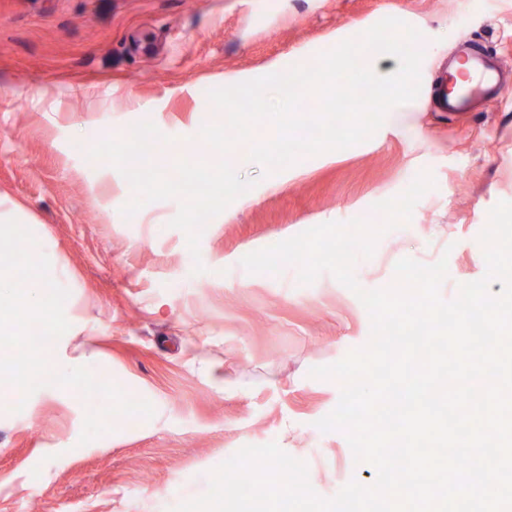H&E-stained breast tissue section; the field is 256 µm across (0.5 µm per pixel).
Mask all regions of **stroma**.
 I'll list each match as a JSON object with an SVG mask.
<instances>
[{
    "label": "stroma",
    "mask_w": 512,
    "mask_h": 512,
    "mask_svg": "<svg viewBox=\"0 0 512 512\" xmlns=\"http://www.w3.org/2000/svg\"><path fill=\"white\" fill-rule=\"evenodd\" d=\"M387 17L421 34V90L405 122L270 173L236 164L253 187L205 226L204 272L170 225L179 200L124 217L128 181L75 150L148 120L190 158L203 121L223 119L209 90L274 63L315 65ZM462 43L512 70V0H0V213L34 227L69 293L70 327L47 356L155 409L135 424L113 418L83 445L89 405L78 390L42 387L16 412L13 386L0 383V512H172L239 449L270 442L306 461L322 497L375 482L342 432L316 428L341 385L309 374L367 343L366 309L331 273L303 285L297 267L251 274L241 259L371 214L427 171L435 186L410 221L357 260L360 286L392 285L404 257L447 258L446 301L482 278L478 236L490 209L512 202V88L469 112L441 111L435 98Z\"/></svg>",
    "instance_id": "35a3bbf8"
}]
</instances>
